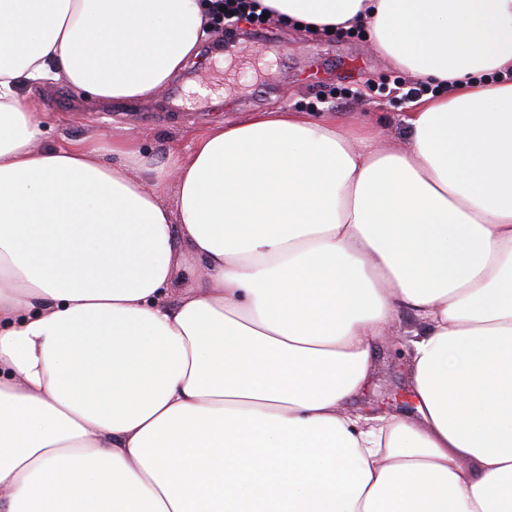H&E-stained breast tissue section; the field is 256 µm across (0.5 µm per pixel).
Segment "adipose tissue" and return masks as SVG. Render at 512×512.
<instances>
[{
    "mask_svg": "<svg viewBox=\"0 0 512 512\" xmlns=\"http://www.w3.org/2000/svg\"><path fill=\"white\" fill-rule=\"evenodd\" d=\"M260 4L429 82L405 143L284 111L161 163L42 146L21 81L151 97L211 5L0 0V512H512V0ZM404 308L412 411H347ZM181 251V268L177 279L170 288L169 301L174 302L185 288H195L202 280L203 271L195 257L183 248Z\"/></svg>",
    "mask_w": 512,
    "mask_h": 512,
    "instance_id": "1",
    "label": "adipose tissue"
}]
</instances>
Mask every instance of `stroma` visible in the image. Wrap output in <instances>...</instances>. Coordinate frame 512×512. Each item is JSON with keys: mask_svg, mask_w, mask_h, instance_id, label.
Instances as JSON below:
<instances>
[{"mask_svg": "<svg viewBox=\"0 0 512 512\" xmlns=\"http://www.w3.org/2000/svg\"><path fill=\"white\" fill-rule=\"evenodd\" d=\"M247 39L221 54L223 30L207 32L197 59L175 85L184 99L203 98L205 109L171 108L167 89L152 97L106 105L53 81L23 83L18 92L42 113L46 147L65 148L87 136L101 141L131 137L150 158L189 154L196 139L218 125L245 120L258 112L300 111L339 114L349 121L371 120L384 140L407 135L403 122L411 101L393 91L408 75L377 51L368 34L312 33L283 22L272 27L240 20ZM419 326L400 312L389 340L374 349L371 378L354 408L369 413L401 412L408 394L411 345Z\"/></svg>", "mask_w": 512, "mask_h": 512, "instance_id": "stroma-1", "label": "stroma"}]
</instances>
